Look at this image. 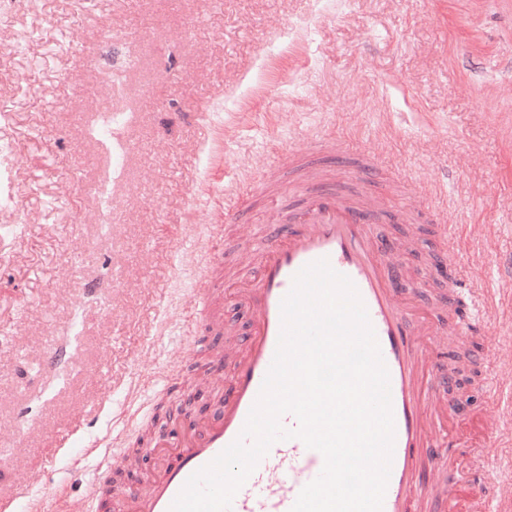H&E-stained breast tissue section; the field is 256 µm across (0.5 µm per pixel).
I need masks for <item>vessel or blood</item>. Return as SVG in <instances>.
I'll return each mask as SVG.
<instances>
[{"mask_svg":"<svg viewBox=\"0 0 512 512\" xmlns=\"http://www.w3.org/2000/svg\"><path fill=\"white\" fill-rule=\"evenodd\" d=\"M302 163L306 174L301 193L285 192L288 165L280 162L224 205L226 222L235 224L256 198H263L269 226L257 249L258 275L244 295L256 315L243 331V354L229 365L222 348L208 350L210 375L229 378L223 396L203 419L181 426L176 434L155 436L152 450L159 455V468L149 492L132 484H109L116 462L104 456L100 476L84 496L85 512H115L119 506L125 512H169L190 476L240 435L275 355L281 303L291 292L295 275L321 259L355 285L389 372L395 442L382 512H422L420 505L429 495L452 502L460 476L449 464L458 439L448 431V418L456 402L448 395V380L439 368L432 339L474 329L480 318L476 291L454 281L447 318L415 317V292L399 288L386 248L374 232L380 218L374 198L366 193L346 197L313 156H303ZM223 263L222 251L208 250L200 290L204 306L195 329L224 327V284L212 276ZM323 465L322 454L299 439L275 442L234 496L230 512H290ZM423 466L434 474L432 485L420 481ZM473 496L475 512H512L511 499L481 487Z\"/></svg>","mask_w":512,"mask_h":512,"instance_id":"b4317fda","label":"vessel or blood"}]
</instances>
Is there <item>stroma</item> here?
<instances>
[{"instance_id": "35a3bbf8", "label": "stroma", "mask_w": 512, "mask_h": 512, "mask_svg": "<svg viewBox=\"0 0 512 512\" xmlns=\"http://www.w3.org/2000/svg\"><path fill=\"white\" fill-rule=\"evenodd\" d=\"M111 30L104 40L103 30ZM112 71L107 84L102 71ZM0 495L81 512L98 445L191 390L215 403L198 310L199 256L224 194L263 165L308 153L310 134L352 136L383 175L381 202L413 215L399 256L422 302L447 289L428 210L456 241L453 261L489 315L459 337L456 429L505 408L512 385V0H21L0 7ZM113 114L129 147L121 175L94 187L104 147L88 115ZM227 226L242 280L256 272L253 230ZM63 351L55 366L49 354Z\"/></svg>"}]
</instances>
